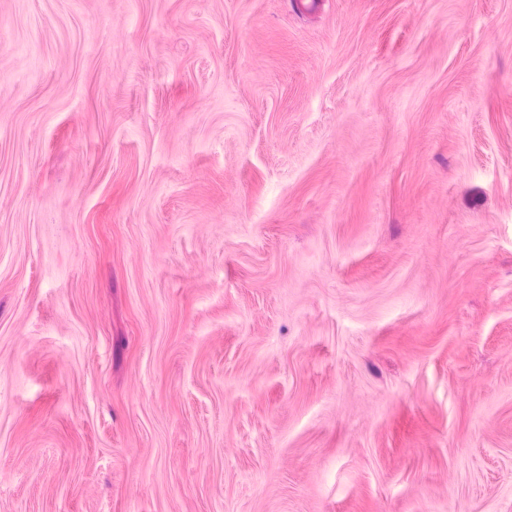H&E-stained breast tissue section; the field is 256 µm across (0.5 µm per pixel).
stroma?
<instances>
[{
  "label": "stroma",
  "mask_w": 512,
  "mask_h": 512,
  "mask_svg": "<svg viewBox=\"0 0 512 512\" xmlns=\"http://www.w3.org/2000/svg\"><path fill=\"white\" fill-rule=\"evenodd\" d=\"M0 512H512V0H0Z\"/></svg>",
  "instance_id": "35a3bbf8"
}]
</instances>
